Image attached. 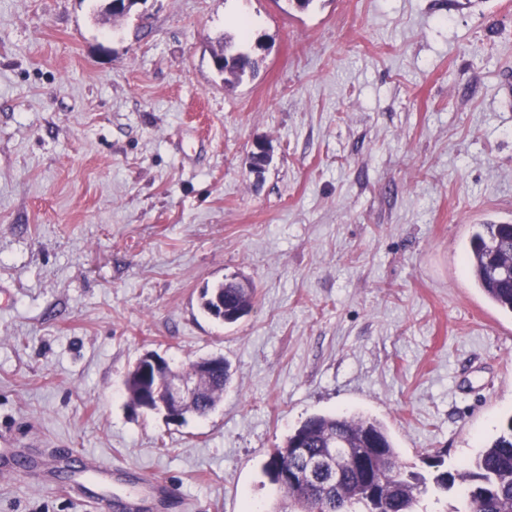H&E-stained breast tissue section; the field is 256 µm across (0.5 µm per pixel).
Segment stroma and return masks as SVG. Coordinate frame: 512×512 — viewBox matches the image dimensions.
Masks as SVG:
<instances>
[{"label": "stroma", "mask_w": 512, "mask_h": 512, "mask_svg": "<svg viewBox=\"0 0 512 512\" xmlns=\"http://www.w3.org/2000/svg\"><path fill=\"white\" fill-rule=\"evenodd\" d=\"M504 2L0 0V433L164 476L149 512H272L268 454L315 414L466 466L512 411V315L462 263L512 221ZM242 15L229 86L210 49ZM232 278L226 325L201 290ZM147 351L224 357L217 408L132 407ZM0 512L86 510L18 476ZM253 298L254 287L251 284L225 280L203 289L201 307L215 320L233 324L250 312Z\"/></svg>", "instance_id": "35a3bbf8"}]
</instances>
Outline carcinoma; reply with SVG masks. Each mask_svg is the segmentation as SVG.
Listing matches in <instances>:
<instances>
[{
  "label": "carcinoma",
  "instance_id": "carcinoma-1",
  "mask_svg": "<svg viewBox=\"0 0 512 512\" xmlns=\"http://www.w3.org/2000/svg\"><path fill=\"white\" fill-rule=\"evenodd\" d=\"M223 61L220 72L240 81L254 72L253 59L231 37L213 50ZM464 265L475 287L500 310L512 314V224H474L464 251ZM254 287L226 280L204 288L201 307L212 318L233 324L247 315ZM230 380L229 364L214 365L193 407L199 417L213 411ZM131 404L143 398L146 384L133 372L124 380ZM342 446L355 454L376 453L384 467L373 472V485L364 482L354 468H344L336 479L318 474L315 480L293 482L284 472ZM439 459L430 463L426 476L403 463L385 429L375 419L345 414L313 415L291 431L285 443L272 450L265 470L282 493L279 512H415L417 497L428 485L447 491L455 483L464 486L459 507L453 512H512V414L505 417L498 435L479 451L463 470H442Z\"/></svg>",
  "mask_w": 512,
  "mask_h": 512
}]
</instances>
